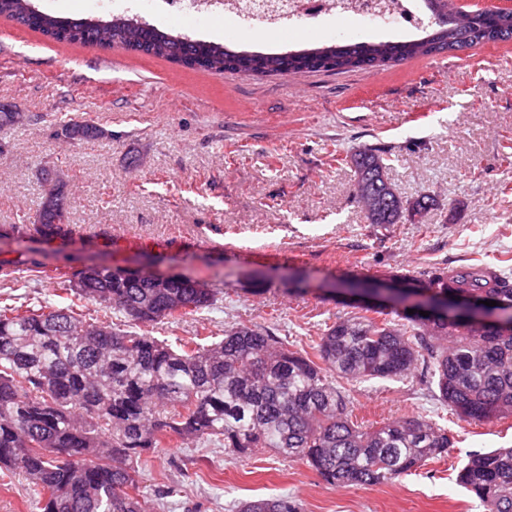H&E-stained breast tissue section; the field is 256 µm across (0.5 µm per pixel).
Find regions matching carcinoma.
<instances>
[{
	"mask_svg": "<svg viewBox=\"0 0 512 512\" xmlns=\"http://www.w3.org/2000/svg\"><path fill=\"white\" fill-rule=\"evenodd\" d=\"M425 36L398 41H349L278 52L233 50L172 33L126 14L73 19L35 11L30 0H0V16L68 45L124 49L206 72L290 76L322 70H370L417 56L512 40V12L474 17L459 27L441 16L445 0H422ZM58 135L96 139L104 130L66 122ZM391 155L376 148L336 158L354 168V193L380 198L371 224L401 223L412 202L388 181ZM67 185L41 198L34 230L52 240L72 234ZM70 291L133 321L158 323L213 305L214 295L191 277L121 268L73 272ZM415 288L436 302L454 297L493 300L499 326L448 322L440 315L384 309L339 318L321 336L315 356L293 352L268 329L238 324L209 345L176 349L148 333L117 332L90 322L73 306L47 303L24 312L0 306V469L16 473L39 496L42 512H148L140 499L141 458L184 443L213 444L242 454L273 448L305 461L328 484L372 486L396 481L440 459L448 430L413 415L363 428L348 414L351 400L334 378L348 382L400 380L418 365L441 406L464 420L512 417V281L498 266L430 271ZM457 481L486 512H512V447L470 454ZM235 512H298L284 496L239 503Z\"/></svg>",
	"mask_w": 512,
	"mask_h": 512,
	"instance_id": "carcinoma-1",
	"label": "carcinoma"
}]
</instances>
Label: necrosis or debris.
Masks as SVG:
<instances>
[{
    "mask_svg": "<svg viewBox=\"0 0 512 512\" xmlns=\"http://www.w3.org/2000/svg\"><path fill=\"white\" fill-rule=\"evenodd\" d=\"M144 6L170 15L220 18L231 13L245 31L311 30L328 18H357L378 27L420 24L415 0H145Z\"/></svg>",
    "mask_w": 512,
    "mask_h": 512,
    "instance_id": "obj_1",
    "label": "necrosis or debris"
}]
</instances>
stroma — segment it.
<instances>
[{
  "label": "stroma",
  "instance_id": "stroma-1",
  "mask_svg": "<svg viewBox=\"0 0 512 512\" xmlns=\"http://www.w3.org/2000/svg\"><path fill=\"white\" fill-rule=\"evenodd\" d=\"M155 26L234 49L281 52L346 40H402L398 28L328 19L314 32H240L228 15ZM0 104L24 125L0 128V262L13 305L59 302L85 265L182 273L203 281L212 307L180 324L148 328L80 302L86 319L177 344L196 329L223 337L236 324L267 327L313 352L336 318L357 305L341 281L423 276L477 261H505L512 275V41L344 74L248 76L192 70L120 47L64 45L0 18ZM82 120L104 136L58 137ZM390 150L388 178L403 199L431 195L429 210L401 223H368L350 168L335 156ZM70 190L68 241L30 228L48 178ZM54 264L55 280L33 260ZM361 425L422 412L447 428L445 458L372 487H336L305 462L268 448L243 456L172 439L142 466L141 490L160 512H231L240 501L285 496L298 512H485L456 481L468 454L512 446V417L468 422L444 410L420 373L345 385ZM178 493L163 497L168 487Z\"/></svg>",
  "mask_w": 512,
  "mask_h": 512
}]
</instances>
